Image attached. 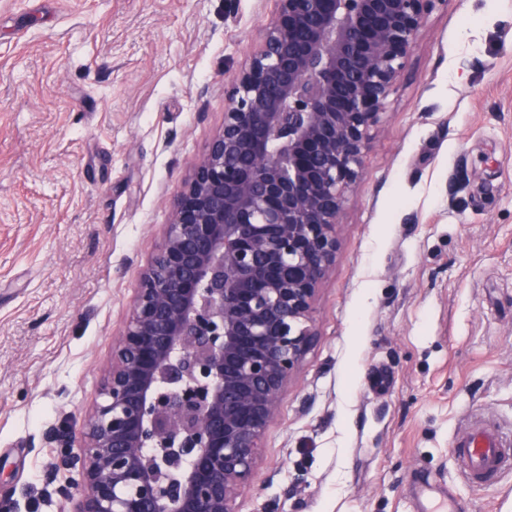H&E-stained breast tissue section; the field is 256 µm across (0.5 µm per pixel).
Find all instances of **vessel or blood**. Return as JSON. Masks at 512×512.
<instances>
[{
    "instance_id": "vessel-or-blood-1",
    "label": "vessel or blood",
    "mask_w": 512,
    "mask_h": 512,
    "mask_svg": "<svg viewBox=\"0 0 512 512\" xmlns=\"http://www.w3.org/2000/svg\"><path fill=\"white\" fill-rule=\"evenodd\" d=\"M455 457L469 480H490L512 468V443L495 430L477 427L457 435Z\"/></svg>"
}]
</instances>
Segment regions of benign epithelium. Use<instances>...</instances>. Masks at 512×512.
Returning <instances> with one entry per match:
<instances>
[{"instance_id":"1","label":"benign epithelium","mask_w":512,"mask_h":512,"mask_svg":"<svg viewBox=\"0 0 512 512\" xmlns=\"http://www.w3.org/2000/svg\"><path fill=\"white\" fill-rule=\"evenodd\" d=\"M224 86V127L172 200L99 401L58 431L70 512H237L372 131L447 0H276Z\"/></svg>"}]
</instances>
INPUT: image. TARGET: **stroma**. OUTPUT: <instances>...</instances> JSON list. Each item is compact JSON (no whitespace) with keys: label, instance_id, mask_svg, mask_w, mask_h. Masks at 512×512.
Returning <instances> with one entry per match:
<instances>
[{"label":"stroma","instance_id":"1","mask_svg":"<svg viewBox=\"0 0 512 512\" xmlns=\"http://www.w3.org/2000/svg\"><path fill=\"white\" fill-rule=\"evenodd\" d=\"M275 0H0V497L68 512L51 429L91 410L171 202ZM318 336L238 512H512L454 435L512 439V0L429 17L346 204Z\"/></svg>","mask_w":512,"mask_h":512}]
</instances>
